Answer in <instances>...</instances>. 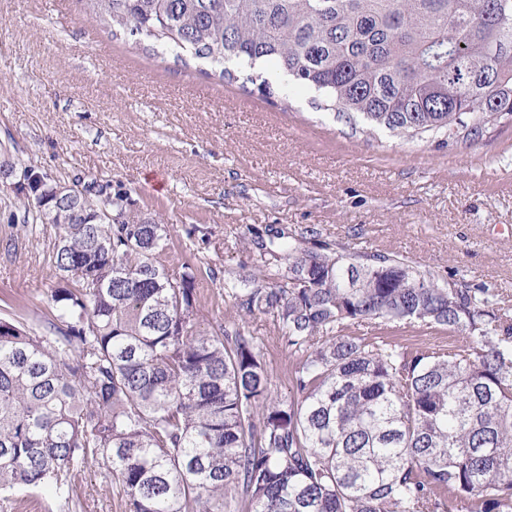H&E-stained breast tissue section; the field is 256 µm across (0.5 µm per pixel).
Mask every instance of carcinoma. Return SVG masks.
Returning <instances> with one entry per match:
<instances>
[{
  "label": "carcinoma",
  "mask_w": 512,
  "mask_h": 512,
  "mask_svg": "<svg viewBox=\"0 0 512 512\" xmlns=\"http://www.w3.org/2000/svg\"><path fill=\"white\" fill-rule=\"evenodd\" d=\"M112 36L150 39L220 69L262 70L368 130L473 141L512 117V0H84ZM13 189L23 223L60 201ZM59 227L37 332L0 318V491L46 486L69 501L95 467L124 512H512V319L487 289L439 281L386 253L259 245L224 282L235 315L198 326L196 277L164 264L166 226ZM274 318L300 356L276 394L250 329ZM419 321L466 338L456 351L348 336Z\"/></svg>",
  "instance_id": "cac0c4a2"
}]
</instances>
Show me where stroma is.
I'll return each mask as SVG.
<instances>
[{"label": "stroma", "mask_w": 512, "mask_h": 512, "mask_svg": "<svg viewBox=\"0 0 512 512\" xmlns=\"http://www.w3.org/2000/svg\"><path fill=\"white\" fill-rule=\"evenodd\" d=\"M69 182L127 190L134 210L169 226L170 272L197 268L198 321L227 320L224 281L274 231L402 257L450 281L489 288L512 314V121L439 146L362 132L316 108L307 89L265 97L239 73L112 37L82 0H0V159ZM0 178V317L39 329L52 319L58 229L21 224ZM206 227L207 244L188 234ZM251 328L275 391L298 362L268 316ZM408 347L448 351L463 338L420 322L380 330ZM69 512H121L95 468L72 478Z\"/></svg>", "instance_id": "35a3bbf8"}]
</instances>
